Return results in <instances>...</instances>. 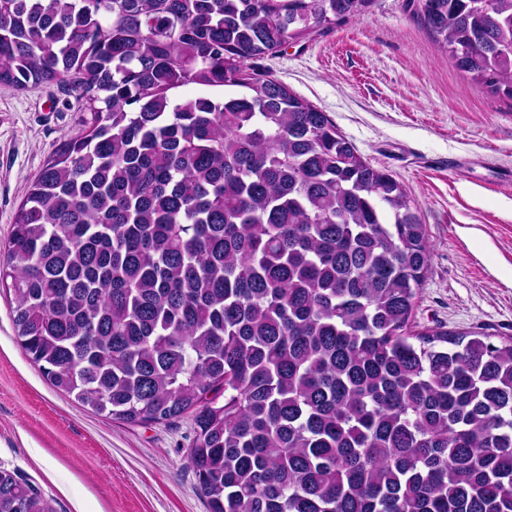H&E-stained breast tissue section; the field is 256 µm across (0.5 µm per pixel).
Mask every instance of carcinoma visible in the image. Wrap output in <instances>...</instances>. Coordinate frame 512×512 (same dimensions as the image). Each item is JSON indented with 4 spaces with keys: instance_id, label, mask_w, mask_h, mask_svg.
I'll return each instance as SVG.
<instances>
[{
    "instance_id": "cac0c4a2",
    "label": "carcinoma",
    "mask_w": 512,
    "mask_h": 512,
    "mask_svg": "<svg viewBox=\"0 0 512 512\" xmlns=\"http://www.w3.org/2000/svg\"><path fill=\"white\" fill-rule=\"evenodd\" d=\"M372 2L0 0V84L82 101L0 260L17 340L98 414L194 413L209 512H512V337L411 333L406 189L251 67ZM417 16L512 100V0ZM0 512L55 509L0 468Z\"/></svg>"
}]
</instances>
